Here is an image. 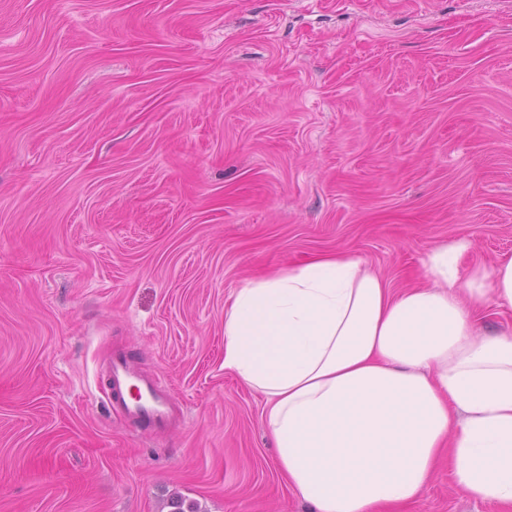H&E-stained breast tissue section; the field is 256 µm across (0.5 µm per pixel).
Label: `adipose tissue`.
Listing matches in <instances>:
<instances>
[{
	"mask_svg": "<svg viewBox=\"0 0 512 512\" xmlns=\"http://www.w3.org/2000/svg\"><path fill=\"white\" fill-rule=\"evenodd\" d=\"M433 247L395 289L339 250L247 281L224 305V368L266 398L293 491L315 512H387L421 497L440 456L469 497L512 512V257L465 267Z\"/></svg>",
	"mask_w": 512,
	"mask_h": 512,
	"instance_id": "obj_1",
	"label": "adipose tissue"
}]
</instances>
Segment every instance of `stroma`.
<instances>
[{"instance_id":"obj_1","label":"stroma","mask_w":512,"mask_h":512,"mask_svg":"<svg viewBox=\"0 0 512 512\" xmlns=\"http://www.w3.org/2000/svg\"><path fill=\"white\" fill-rule=\"evenodd\" d=\"M512 255V0H0V512H312L224 304L341 249ZM182 426L100 391L114 350ZM396 512H498L447 465Z\"/></svg>"}]
</instances>
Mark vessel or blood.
<instances>
[{
	"instance_id": "b4317fda",
	"label": "vessel or blood",
	"mask_w": 512,
	"mask_h": 512,
	"mask_svg": "<svg viewBox=\"0 0 512 512\" xmlns=\"http://www.w3.org/2000/svg\"><path fill=\"white\" fill-rule=\"evenodd\" d=\"M104 376L112 407L142 431L165 429L183 414L161 380L144 375L123 352L112 353Z\"/></svg>"
}]
</instances>
